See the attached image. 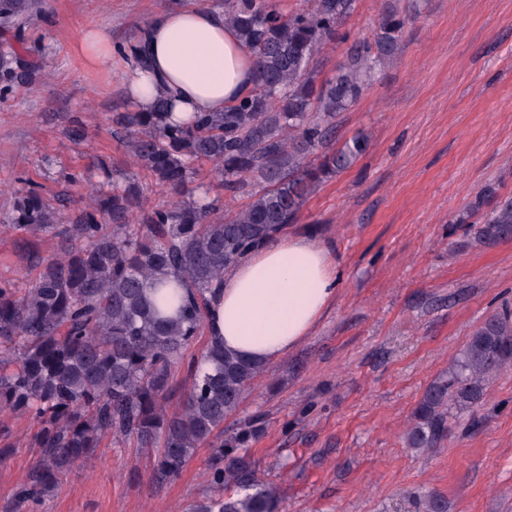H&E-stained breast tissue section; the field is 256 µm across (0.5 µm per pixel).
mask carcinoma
Instances as JSON below:
<instances>
[{
	"mask_svg": "<svg viewBox=\"0 0 512 512\" xmlns=\"http://www.w3.org/2000/svg\"><path fill=\"white\" fill-rule=\"evenodd\" d=\"M40 0H0V82L16 77L20 51L9 38ZM355 0H310L286 13L272 0H224V21L255 58L253 94L222 112L173 118L160 99L124 123L132 162L176 199L147 207L142 189L94 186L76 223L59 231L62 249L38 258L25 288L0 285V413L36 426L39 455L17 496L40 501L58 480L106 439L154 452L153 479L181 472L197 448L210 445L212 495L190 512H280L274 487L255 478L243 448L257 424L234 431L239 410L266 364L247 361L210 338L187 356L207 317L210 295L251 250L297 221L306 197L324 179L366 152L360 132L332 143L336 117L356 104L398 49L403 22L386 16L373 42L353 49L336 75L316 84L319 48L346 38L342 25ZM214 165L224 192L247 194L234 212L210 220L218 200L185 193L193 163ZM106 216L109 228L99 224ZM485 244L512 238V198L489 211H466ZM57 213L31 189L20 194L14 229L52 232ZM512 363V311L488 318L469 336L448 374L423 392L404 434L405 447L436 448L453 422L482 404L490 378ZM184 366L190 385L179 411L167 402ZM419 512H447L437 493Z\"/></svg>",
	"mask_w": 512,
	"mask_h": 512,
	"instance_id": "cac0c4a2",
	"label": "carcinoma"
}]
</instances>
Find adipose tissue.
Returning <instances> with one entry per match:
<instances>
[{"instance_id":"1","label":"adipose tissue","mask_w":512,"mask_h":512,"mask_svg":"<svg viewBox=\"0 0 512 512\" xmlns=\"http://www.w3.org/2000/svg\"><path fill=\"white\" fill-rule=\"evenodd\" d=\"M78 51L90 65L107 69L115 54L127 60L119 72L131 101L149 111L158 99L178 118L220 112L252 94L253 56L223 14L191 4L153 17L120 49L111 33L84 27ZM335 257L314 239L281 233L249 252L211 298L207 329L226 350L262 363L296 348L335 301Z\"/></svg>"}]
</instances>
